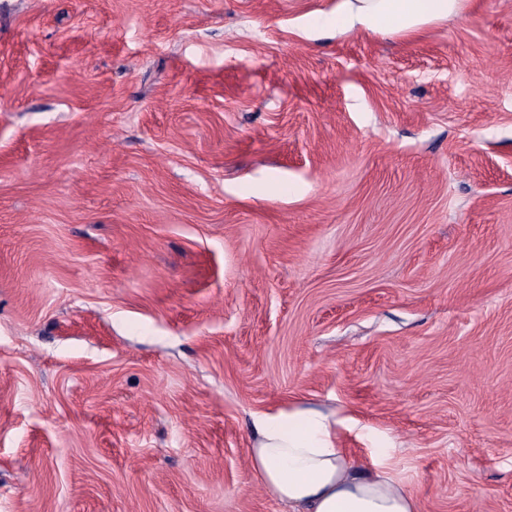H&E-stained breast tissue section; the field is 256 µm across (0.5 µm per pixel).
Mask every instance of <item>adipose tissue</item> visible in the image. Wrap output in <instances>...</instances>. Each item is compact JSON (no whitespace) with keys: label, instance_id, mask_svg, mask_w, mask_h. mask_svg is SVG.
Here are the masks:
<instances>
[{"label":"adipose tissue","instance_id":"1","mask_svg":"<svg viewBox=\"0 0 512 512\" xmlns=\"http://www.w3.org/2000/svg\"><path fill=\"white\" fill-rule=\"evenodd\" d=\"M464 0H338L317 26L344 33L363 29L410 36L460 16ZM339 422L302 406L254 418L249 458L262 486L288 512H421L396 480L392 458L379 452L371 467L352 464L339 443Z\"/></svg>","mask_w":512,"mask_h":512}]
</instances>
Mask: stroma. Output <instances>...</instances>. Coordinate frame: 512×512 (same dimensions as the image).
<instances>
[{"label":"stroma","mask_w":512,"mask_h":512,"mask_svg":"<svg viewBox=\"0 0 512 512\" xmlns=\"http://www.w3.org/2000/svg\"><path fill=\"white\" fill-rule=\"evenodd\" d=\"M0 0V512H283L295 403L512 512V0ZM464 0H338L330 17L315 26H336V33L363 29L386 35L410 36L427 26L460 16Z\"/></svg>","instance_id":"obj_1"}]
</instances>
